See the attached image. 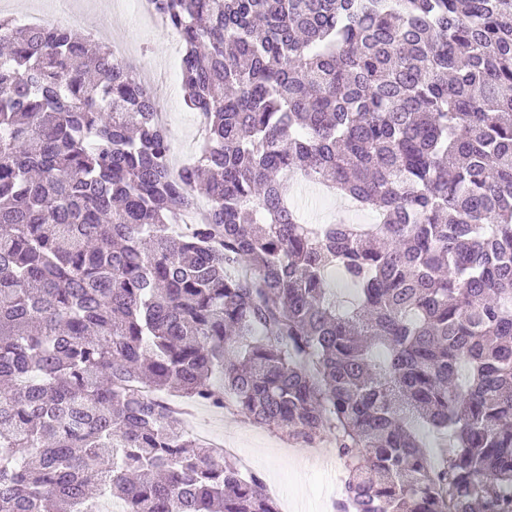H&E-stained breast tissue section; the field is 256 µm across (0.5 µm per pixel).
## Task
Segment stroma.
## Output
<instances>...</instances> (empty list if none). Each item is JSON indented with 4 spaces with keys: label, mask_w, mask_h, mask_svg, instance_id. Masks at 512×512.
I'll return each instance as SVG.
<instances>
[{
    "label": "stroma",
    "mask_w": 512,
    "mask_h": 512,
    "mask_svg": "<svg viewBox=\"0 0 512 512\" xmlns=\"http://www.w3.org/2000/svg\"><path fill=\"white\" fill-rule=\"evenodd\" d=\"M134 0H76L79 18L75 30L94 34L103 42L122 40L131 53L143 54L145 63L167 68L179 62L182 46L175 34L148 22H137ZM159 109L163 112L172 143L180 162H187L199 151L197 117L184 103L182 86H161L156 90ZM295 199L304 207L305 220L324 224L342 215L347 200L326 193L321 188L296 186ZM197 426L217 437L236 442L253 455V470L265 485L291 489L302 501L303 512H334L332 504L343 494L345 468L331 436H323L318 446L322 455L308 457L301 445L274 427L253 424L244 416L206 406L195 408Z\"/></svg>",
    "instance_id": "35a3bbf8"
}]
</instances>
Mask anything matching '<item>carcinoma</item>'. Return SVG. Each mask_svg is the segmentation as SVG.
<instances>
[{
	"instance_id": "1",
	"label": "carcinoma",
	"mask_w": 512,
	"mask_h": 512,
	"mask_svg": "<svg viewBox=\"0 0 512 512\" xmlns=\"http://www.w3.org/2000/svg\"><path fill=\"white\" fill-rule=\"evenodd\" d=\"M153 5L204 118L176 176L111 48L0 20V512H280L161 395L331 435L338 512H512V0ZM294 188L295 200L305 206L303 216L312 224H325L332 222L336 216L342 215L348 219L344 208L351 210L354 222L359 224H373L374 213L369 211H358L351 208L349 201L334 194H329L319 187L308 188L297 183Z\"/></svg>"
}]
</instances>
